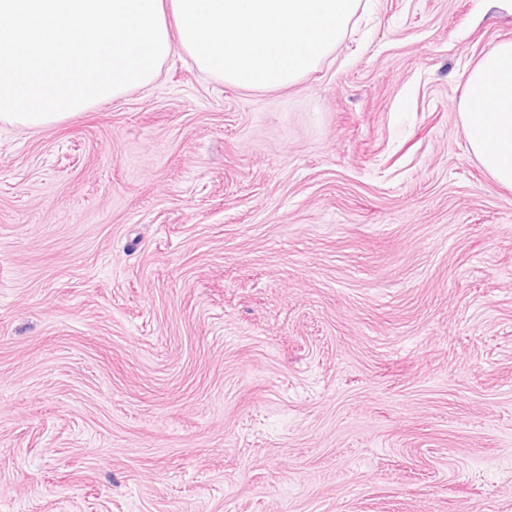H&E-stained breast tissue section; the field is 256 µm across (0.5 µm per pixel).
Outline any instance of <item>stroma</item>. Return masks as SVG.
Returning a JSON list of instances; mask_svg holds the SVG:
<instances>
[{"mask_svg":"<svg viewBox=\"0 0 512 512\" xmlns=\"http://www.w3.org/2000/svg\"><path fill=\"white\" fill-rule=\"evenodd\" d=\"M482 0H361L297 84L174 49L0 122V512H512V190ZM461 118L471 152L500 185L512 188V41L470 70Z\"/></svg>","mask_w":512,"mask_h":512,"instance_id":"obj_1","label":"stroma"}]
</instances>
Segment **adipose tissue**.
<instances>
[{"instance_id":"ef3b65f1","label":"adipose tissue","mask_w":512,"mask_h":512,"mask_svg":"<svg viewBox=\"0 0 512 512\" xmlns=\"http://www.w3.org/2000/svg\"><path fill=\"white\" fill-rule=\"evenodd\" d=\"M461 118L471 152L500 185L512 188V41L470 70Z\"/></svg>"}]
</instances>
